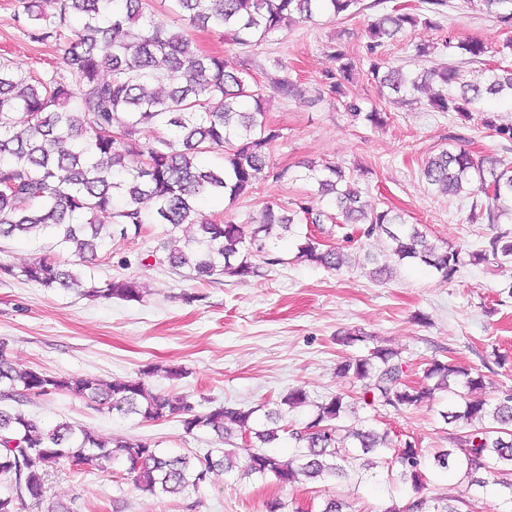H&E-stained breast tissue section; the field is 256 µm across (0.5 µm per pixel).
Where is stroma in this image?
<instances>
[{
    "instance_id": "stroma-1",
    "label": "stroma",
    "mask_w": 512,
    "mask_h": 512,
    "mask_svg": "<svg viewBox=\"0 0 512 512\" xmlns=\"http://www.w3.org/2000/svg\"><path fill=\"white\" fill-rule=\"evenodd\" d=\"M363 10L349 18L301 23L255 46L229 45L221 32L189 28L187 22L165 16L169 28L188 30L195 46L248 62L259 81L278 76L286 64L296 82L295 96H274L267 105L269 125L283 134L270 163L289 171L287 180H267L235 202L203 201L201 214L243 223L257 216L265 203L287 205L309 193L302 180L303 163L335 161L365 171L359 186L363 200L404 213L408 223L425 225L429 240L471 252L495 231L512 233V223L493 227L470 219L466 195L432 192L422 177L430 156L460 139L474 157H493L512 165V143L491 136L479 119L429 111L426 102L439 90L430 83L416 100L401 103L389 89L360 72L348 86L350 98L363 109L379 108L390 115L377 129L350 121L341 105L319 100L316 90L323 73L335 70L333 52L367 57L365 29L382 13L415 11L420 0H362ZM433 29L408 33L389 43L383 55L407 70H437L454 61L446 41L478 37L492 48L512 40V28L464 0H448ZM18 0H0V57L24 71L62 68L59 51L50 42L32 41L17 22ZM435 44L434 53L420 57L416 44ZM162 229L145 225L140 236L107 243L90 273L104 281L135 278L145 291L143 301H91L76 290L46 289L23 277H0V343L17 369L84 375L102 380L136 376L150 365L183 367L185 377H151L153 388L170 397L192 395L201 408L218 405L262 408L295 386L305 387L310 403L288 415L301 426L313 406L335 394L350 396L342 426L373 425L392 441L410 440L425 457L448 447L452 427L440 412L443 394L433 404L397 411L373 408L360 397L361 384L336 373L343 358L367 354L374 347L398 351L411 380H419L425 363L438 359L474 368L491 381L485 397L512 387V270L489 260L462 268L444 281L424 266L398 269L379 278L371 273L368 256L382 257L380 239L347 243L342 231L324 235L325 244L343 248L352 262L341 270L318 268L295 258V244L280 240V265L241 281L220 276L196 280L168 267L147 263L158 246ZM194 302H185V295ZM359 330L364 341L343 345L342 332ZM18 409L52 425L59 421L88 427L100 436L148 438L170 454L221 456L224 446L214 435L189 436L179 419L142 423L100 412L69 394L29 398ZM387 466L351 471L348 477L325 482L304 480L281 486L274 478L239 479L236 473L214 474L198 491L153 497L135 489L121 467L100 471L89 467L76 473L60 469L45 483L47 502L73 505L77 512H113V500L123 512H266L267 503L287 499L316 512L323 498L350 503L353 512H407L417 498L455 499L465 496L455 472L425 468L423 485L393 486Z\"/></svg>"
}]
</instances>
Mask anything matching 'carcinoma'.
I'll list each match as a JSON object with an SVG mask.
<instances>
[{"label": "carcinoma", "mask_w": 512, "mask_h": 512, "mask_svg": "<svg viewBox=\"0 0 512 512\" xmlns=\"http://www.w3.org/2000/svg\"><path fill=\"white\" fill-rule=\"evenodd\" d=\"M18 22L37 42L52 41L63 51L65 72L56 69L23 73L0 61V238H32L48 233L52 249L74 257L72 267L45 255L15 272L0 263V276L24 277L44 288H76L93 300L140 302L144 291L130 277L97 282L87 268L97 260L106 241L138 236L144 225L162 226L165 241L151 254L154 263L173 271L188 269L196 278L229 275L246 281L260 275L259 259L268 267L282 263L275 241L293 233L296 224L359 225L365 239L389 241L384 262L375 274L390 272L391 264L415 263L448 281L466 262L489 258L512 266V239L504 232L488 239L485 248L469 254L427 242L420 224H409L387 208H372L360 200L354 176L334 162L307 166L303 179L316 191L285 207L267 203L252 224L207 220L197 204L202 196L235 200L269 178L288 179V169H276L270 155L280 130L266 121L265 86L245 62L233 64L220 54L194 47L188 34L172 30L155 18L151 0H19ZM177 15L195 28L224 32L238 45H256L297 22L326 17H350L360 0H169ZM487 14L512 27V0H481ZM422 12H386L368 28V71L397 95L418 92L430 81L442 90L429 97L434 112L467 116L483 113L482 125L503 141L512 142V124H501L483 111L488 98L512 99V67L485 62L490 47L472 37L457 44L461 60L439 71L415 74L375 56L377 48L407 30L430 27L444 13L448 0H423ZM336 73L323 85L354 122L383 127L390 117L374 108L368 112L347 99L346 84L356 74L355 59L338 51ZM480 64L478 70L464 66ZM108 75H101L102 71ZM271 88L291 97L297 84L287 77L271 79ZM155 130L141 141V128ZM118 137H112V134ZM431 190L448 195L468 189L471 211L486 223L512 218V166L496 159H476L462 147L441 150L422 171ZM146 200L153 202L143 208ZM196 234L180 236L184 225ZM299 257L311 264L340 270L347 255L326 247L312 236L297 245ZM163 374L178 379L180 367L153 366L135 378L101 381L79 375L61 376L35 369L19 370L0 348V400L47 397L68 393L96 410L118 413L142 422L178 417L188 435L200 431L227 443L239 433L241 445L215 459L203 455H170L149 439H104L66 421L46 426L18 411L0 408V512H72L62 503L44 504L50 472L66 464L81 471L100 470L117 462L142 492L153 496L196 491L217 470L235 471L242 479L272 477L287 486L303 476L326 481L348 476L360 454L376 453L389 461L394 482L419 489L423 456L406 440L396 446L373 428L342 429L337 424L346 403L340 395L315 404V412L299 430L279 425L282 406L308 404L307 392L295 388L280 405L265 412L268 425L255 422L254 408L219 405L205 411L184 395L170 399L155 391L147 377ZM344 377L362 383L365 404L411 409L435 392L457 396V406L443 414L447 423H461L449 434L450 448L438 450L435 467L454 470L460 483L485 487L482 472L498 474L495 484L512 504V390L506 389L488 409L474 393L486 388L485 375L451 362L434 360L422 369L434 384L410 385L398 353L377 348L349 358L338 367ZM287 437L296 453L289 460L264 451Z\"/></svg>", "instance_id": "1"}]
</instances>
